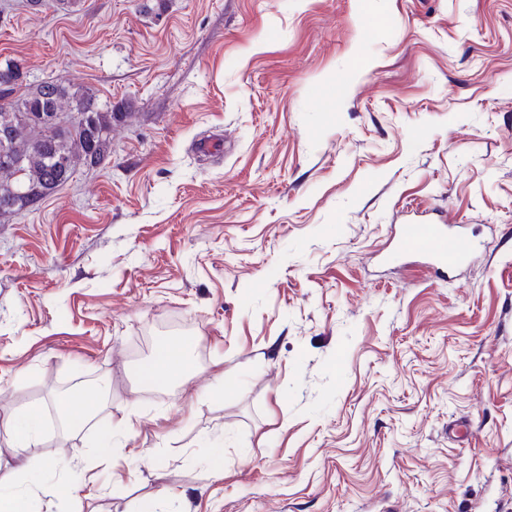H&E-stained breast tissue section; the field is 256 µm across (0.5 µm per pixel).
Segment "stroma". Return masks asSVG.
<instances>
[{"label":"stroma","mask_w":512,"mask_h":512,"mask_svg":"<svg viewBox=\"0 0 512 512\" xmlns=\"http://www.w3.org/2000/svg\"><path fill=\"white\" fill-rule=\"evenodd\" d=\"M8 58L124 115L0 217V481L68 464L34 512H512V0H0ZM428 218L455 278L384 259ZM189 366L188 356L181 342H163L157 346L152 358L141 367L146 380L158 377L171 378L182 375ZM94 400L86 398L83 391L66 394L60 401L61 420L70 431L82 430L93 418ZM40 426L41 417L38 410L29 409L18 414L12 421L17 447L26 448L37 439ZM124 446L117 439L114 428L108 427L99 430L94 454L99 457H109L123 452Z\"/></svg>","instance_id":"1"}]
</instances>
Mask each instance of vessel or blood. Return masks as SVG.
<instances>
[{
  "label": "vessel or blood",
  "mask_w": 512,
  "mask_h": 512,
  "mask_svg": "<svg viewBox=\"0 0 512 512\" xmlns=\"http://www.w3.org/2000/svg\"><path fill=\"white\" fill-rule=\"evenodd\" d=\"M397 254L444 275L457 269L474 251L471 241L454 225L402 224L396 230Z\"/></svg>",
  "instance_id": "vessel-or-blood-1"
}]
</instances>
